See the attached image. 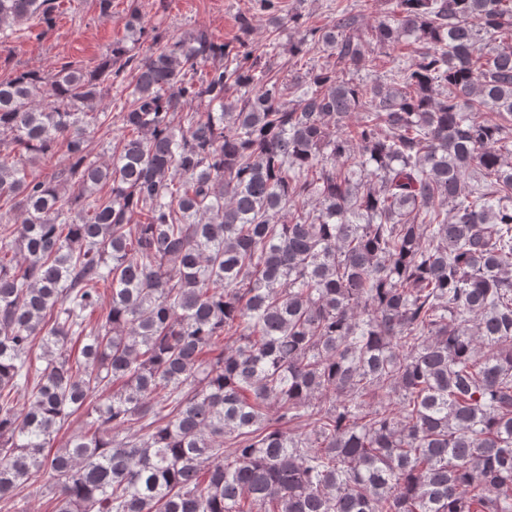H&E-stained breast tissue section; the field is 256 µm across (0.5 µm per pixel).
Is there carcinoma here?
I'll list each match as a JSON object with an SVG mask.
<instances>
[{"instance_id": "1", "label": "carcinoma", "mask_w": 512, "mask_h": 512, "mask_svg": "<svg viewBox=\"0 0 512 512\" xmlns=\"http://www.w3.org/2000/svg\"><path fill=\"white\" fill-rule=\"evenodd\" d=\"M394 5L272 35L326 54L294 100L205 30L0 80L1 507L45 475L53 512H512V0ZM58 9L0 0V44ZM92 143L93 156L99 161H109L112 158V149L120 147V140L122 132L119 125H112V127H95L91 129L89 134Z\"/></svg>"}]
</instances>
